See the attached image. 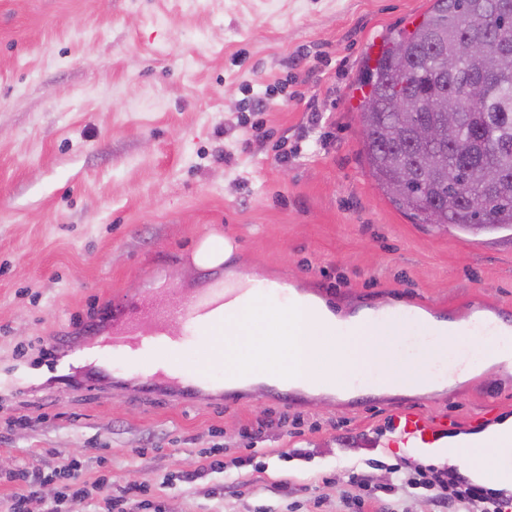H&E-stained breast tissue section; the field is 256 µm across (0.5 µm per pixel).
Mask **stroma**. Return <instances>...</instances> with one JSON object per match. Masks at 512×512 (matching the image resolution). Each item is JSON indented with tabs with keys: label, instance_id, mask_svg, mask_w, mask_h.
Masks as SVG:
<instances>
[{
	"label": "stroma",
	"instance_id": "35a3bbf8",
	"mask_svg": "<svg viewBox=\"0 0 512 512\" xmlns=\"http://www.w3.org/2000/svg\"><path fill=\"white\" fill-rule=\"evenodd\" d=\"M431 4L0 0V512L24 491L8 473L51 475L28 504L40 512L73 459L99 505L146 486L136 512H436L398 481L422 459L388 422L413 407L446 438L482 432L512 418V367L441 391L290 401L216 392L218 363L210 391L179 406L121 368L59 379L34 346L96 343L115 300L177 306L209 278L190 256L211 235L237 242L230 266L348 314H512V229L413 223L363 162L364 60ZM213 450L223 472L200 475Z\"/></svg>",
	"mask_w": 512,
	"mask_h": 512
}]
</instances>
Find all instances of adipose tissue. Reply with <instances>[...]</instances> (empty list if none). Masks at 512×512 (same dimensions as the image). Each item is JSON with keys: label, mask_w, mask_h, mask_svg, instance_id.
<instances>
[{"label": "adipose tissue", "mask_w": 512, "mask_h": 512, "mask_svg": "<svg viewBox=\"0 0 512 512\" xmlns=\"http://www.w3.org/2000/svg\"><path fill=\"white\" fill-rule=\"evenodd\" d=\"M228 281L241 294L209 336L207 360L223 363L229 385L273 379L331 394L370 379L388 392H425L463 380L459 364L471 350L485 364H512V349L464 335L455 323L428 327L418 339L394 315L346 319L287 282L243 272L229 273ZM266 288L279 289V297L265 298ZM511 449L508 419L427 454L435 464L463 466L475 483L512 488V470L489 463Z\"/></svg>", "instance_id": "adipose-tissue-1"}]
</instances>
